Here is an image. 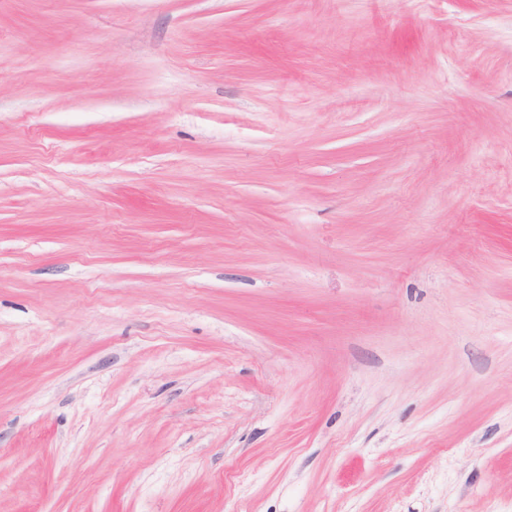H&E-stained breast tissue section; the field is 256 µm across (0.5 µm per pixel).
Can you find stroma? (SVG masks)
I'll use <instances>...</instances> for the list:
<instances>
[{
	"label": "stroma",
	"mask_w": 512,
	"mask_h": 512,
	"mask_svg": "<svg viewBox=\"0 0 512 512\" xmlns=\"http://www.w3.org/2000/svg\"><path fill=\"white\" fill-rule=\"evenodd\" d=\"M0 512H512V0H0Z\"/></svg>",
	"instance_id": "obj_1"
}]
</instances>
